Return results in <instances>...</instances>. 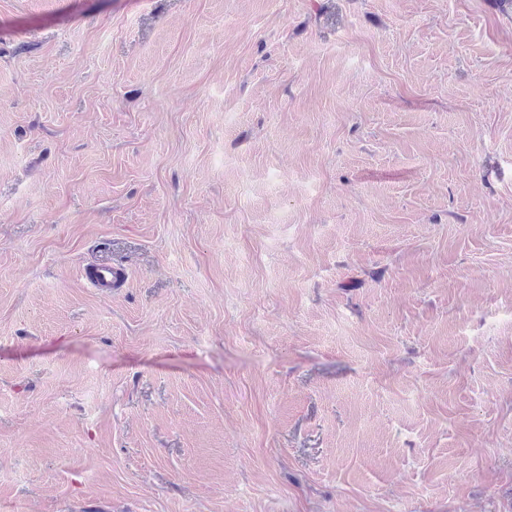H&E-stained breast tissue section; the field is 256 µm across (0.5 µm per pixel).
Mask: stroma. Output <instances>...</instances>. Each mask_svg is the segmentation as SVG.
Instances as JSON below:
<instances>
[{"label": "stroma", "instance_id": "obj_1", "mask_svg": "<svg viewBox=\"0 0 512 512\" xmlns=\"http://www.w3.org/2000/svg\"><path fill=\"white\" fill-rule=\"evenodd\" d=\"M0 512H512V6L0 0ZM84 277L91 288L108 298L112 295V288L125 280V271L122 267L110 263H94L84 269Z\"/></svg>", "mask_w": 512, "mask_h": 512}]
</instances>
